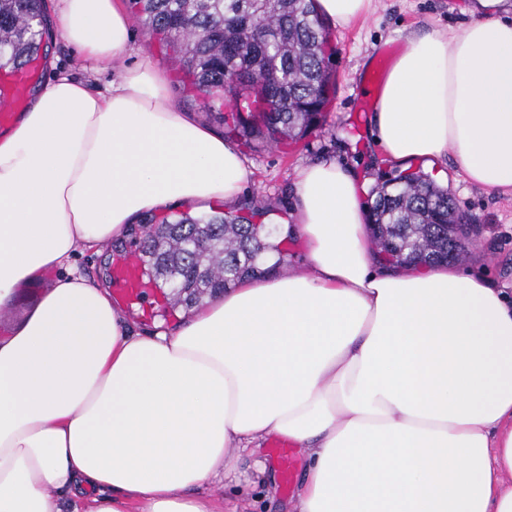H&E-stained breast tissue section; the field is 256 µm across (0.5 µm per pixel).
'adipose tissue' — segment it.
I'll return each instance as SVG.
<instances>
[{
	"mask_svg": "<svg viewBox=\"0 0 512 512\" xmlns=\"http://www.w3.org/2000/svg\"><path fill=\"white\" fill-rule=\"evenodd\" d=\"M346 26L375 0H317ZM404 35L372 116L388 162L452 156L512 196V0ZM50 33L110 89L55 76L0 133V309L58 277L0 335V512H224L204 488L275 436L308 465L297 512H512V295L453 265L399 269L364 184L297 169L309 268L242 278L149 334L73 269L148 211L236 206L250 181L222 135L178 109L164 71L125 65L120 0H55Z\"/></svg>",
	"mask_w": 512,
	"mask_h": 512,
	"instance_id": "ef3b65f1",
	"label": "adipose tissue"
}]
</instances>
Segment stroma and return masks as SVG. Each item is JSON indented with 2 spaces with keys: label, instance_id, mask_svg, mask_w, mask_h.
Listing matches in <instances>:
<instances>
[{
  "label": "stroma",
  "instance_id": "stroma-1",
  "mask_svg": "<svg viewBox=\"0 0 512 512\" xmlns=\"http://www.w3.org/2000/svg\"><path fill=\"white\" fill-rule=\"evenodd\" d=\"M466 7L467 0H377L375 12L366 21L345 27L329 26L335 91L323 120L300 140L273 147L258 144L242 148L244 164L252 173L246 196L260 207L278 209L285 219L290 212L296 170L305 164L324 159L350 164L372 187L399 174L400 166L385 161L371 133V111L361 112L356 107L363 80L371 69L388 68L400 47V35L415 29L460 28L469 20ZM132 47L128 64L144 61L164 70L170 78L173 102L215 132H223L218 113L185 96L175 63L137 20L132 23ZM423 171L447 188L460 210L481 228L476 244L461 261L462 267L485 273L499 287L512 289V197L469 185L449 156L424 166ZM142 231V225H135L120 248L98 254L80 251L75 261L95 282L112 285L113 265L137 249ZM271 447V441H263L256 455L241 459L238 482L210 486L209 495L226 499L232 512H293L296 487L251 482L255 461L277 466Z\"/></svg>",
  "mask_w": 512,
  "mask_h": 512
}]
</instances>
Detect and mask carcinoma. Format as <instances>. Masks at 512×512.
Returning a JSON list of instances; mask_svg holds the SVG:
<instances>
[{"mask_svg":"<svg viewBox=\"0 0 512 512\" xmlns=\"http://www.w3.org/2000/svg\"><path fill=\"white\" fill-rule=\"evenodd\" d=\"M129 2L189 74L192 95L212 111L230 109V134L274 144L319 125L332 71L314 0ZM44 10L45 0H0V69L41 53ZM370 212L379 253L400 267L457 260L478 233L448 191L422 176L385 181ZM161 223L145 234L148 273L163 285L181 282L170 293L186 309L257 272L270 249L241 216L186 213ZM201 233L204 253L196 244Z\"/></svg>","mask_w":512,"mask_h":512,"instance_id":"obj_1","label":"carcinoma"}]
</instances>
